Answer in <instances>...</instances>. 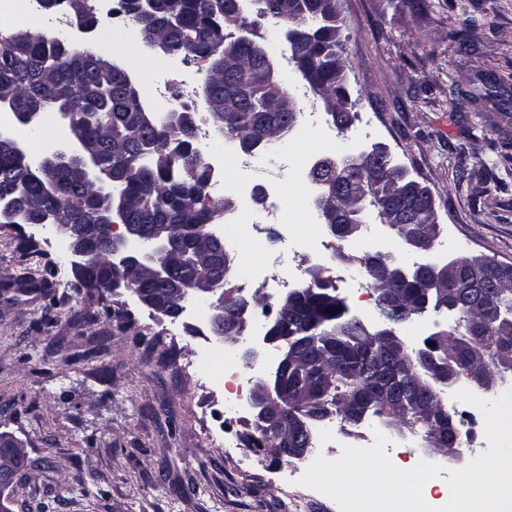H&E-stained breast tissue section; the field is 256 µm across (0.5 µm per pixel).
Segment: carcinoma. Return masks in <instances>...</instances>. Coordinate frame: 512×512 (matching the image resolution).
<instances>
[{
    "mask_svg": "<svg viewBox=\"0 0 512 512\" xmlns=\"http://www.w3.org/2000/svg\"><path fill=\"white\" fill-rule=\"evenodd\" d=\"M120 5L142 39H162L165 54L211 61L205 95L224 101V111L213 113L212 119L228 150L252 156L283 146L301 109H288L292 98L275 78L266 46L256 41L242 44L229 32L254 24L246 15L237 16L235 0H120ZM327 6L329 0H252L256 18L278 19L308 32L302 42L288 46L290 59L310 88L336 108L328 116L345 132L353 125L354 113L342 111L347 64L338 54V15L325 12ZM73 24L78 32L97 25L88 3L73 14ZM100 58L90 51L74 55L69 42L49 34L31 38L21 27L0 33V93L12 96L18 112L34 107L44 118L59 113L68 133L92 147L99 173L117 189H92L84 182L79 157L58 154L39 176L30 173L17 154L0 147V200L24 210L36 223L50 215L61 224H108L119 206L124 223L143 228L147 245L154 226L169 229V254L180 258L177 278L224 287L234 256L216 243L203 262L196 259L202 226L214 223L229 200H213L205 192L209 175L196 144L195 121L183 119L185 109L146 111L142 99L129 90L127 70L105 71L98 65ZM250 140H261L263 146L249 152L244 144ZM344 159L338 168L336 160L325 158L320 168L309 172L335 200L336 221L331 224L322 220L318 202L313 209L337 243L347 231L362 230L369 211L403 242L423 237L434 243L436 217L425 196L413 190L398 196L404 170L382 155ZM448 265L485 291L486 299L476 300L470 288L433 293L424 274L398 280L382 268L372 277L393 297L396 309L391 317L398 324L411 321L428 295L436 309L450 299L458 307V322L433 342L434 357L407 350L406 374L390 364L381 344L339 310L337 301L324 299L317 291L322 279L315 278L313 290L294 297L283 318L309 314L318 320L314 337L299 345L301 362L288 371V390L303 397L294 409L321 421L344 401L349 412L340 419L349 426L372 416L427 435L434 423L447 430L455 425L443 398L454 379L477 372L500 380L512 373V273L476 259H451ZM110 275L104 262L89 272L85 287L105 289ZM242 299L224 296L226 336L238 325ZM377 389L391 392L395 400L372 403ZM253 425L255 447H278L275 434L257 421Z\"/></svg>",
    "mask_w": 512,
    "mask_h": 512,
    "instance_id": "1",
    "label": "carcinoma"
}]
</instances>
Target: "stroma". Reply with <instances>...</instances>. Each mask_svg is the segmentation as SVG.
Wrapping results in <instances>:
<instances>
[{"label":"stroma","instance_id":"stroma-1","mask_svg":"<svg viewBox=\"0 0 512 512\" xmlns=\"http://www.w3.org/2000/svg\"><path fill=\"white\" fill-rule=\"evenodd\" d=\"M337 8L353 126L332 148L313 137L255 157L258 201L219 222L265 224L266 250L253 260L267 277L295 264L300 288L322 269L350 313L376 323L378 294L358 287L364 272L337 259L334 239L294 255L268 223L284 198L315 194L287 167L299 155L311 164L383 146L432 193L438 260L512 264V0H337ZM283 28L267 19L253 38L287 76L300 122L332 129L288 56ZM463 28L462 45L452 34ZM106 56L130 66L135 81H166L171 97L157 111L175 108L192 86L196 121L217 138L203 97L207 69L186 72L183 57L148 55L139 43ZM40 256L63 278L32 274ZM209 315L199 301L172 320L128 293L99 300L79 287L54 227L0 225V437L23 446L28 461L4 491L11 512H329L298 483L307 462L254 447L252 418L230 416L223 385L181 369L216 348ZM323 425L340 447H368L383 433L403 470L440 460L421 434L375 417L350 427L332 416Z\"/></svg>","mask_w":512,"mask_h":512}]
</instances>
